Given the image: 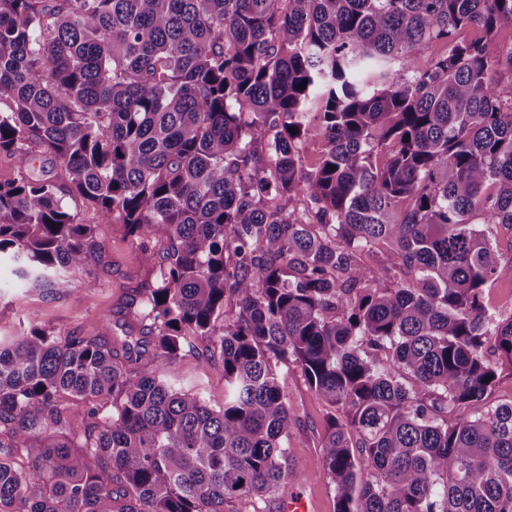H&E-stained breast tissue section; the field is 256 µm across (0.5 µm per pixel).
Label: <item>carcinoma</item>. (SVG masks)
<instances>
[{"mask_svg":"<svg viewBox=\"0 0 512 512\" xmlns=\"http://www.w3.org/2000/svg\"><path fill=\"white\" fill-rule=\"evenodd\" d=\"M507 23L512 0H0V260L67 293L102 252L69 199L170 241L124 336L0 340V512H266L300 479L290 363L333 409L336 512H512V316L485 299L512 272ZM198 337L221 405L180 387ZM326 148V141L320 127L312 122L309 126V149L303 158V166L306 170H313L319 164Z\"/></svg>","mask_w":512,"mask_h":512,"instance_id":"cac0c4a2","label":"carcinoma"}]
</instances>
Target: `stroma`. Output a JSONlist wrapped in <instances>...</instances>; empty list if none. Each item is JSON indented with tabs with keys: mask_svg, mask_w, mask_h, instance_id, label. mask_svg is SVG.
Masks as SVG:
<instances>
[{
	"mask_svg": "<svg viewBox=\"0 0 512 512\" xmlns=\"http://www.w3.org/2000/svg\"><path fill=\"white\" fill-rule=\"evenodd\" d=\"M83 223L96 227L103 246V261L75 274L70 291L51 298L40 291L18 284L9 261L0 262V336L16 335L37 324L52 335L72 331L87 337L97 336L103 319L113 324L132 320L134 291L149 277L140 263L141 246L162 253L169 246L166 232L155 229L146 241L130 236L119 222L99 223L93 209L79 211ZM196 352L179 364L184 390L203 383L207 399L214 404L224 401V370L220 364L203 359V340H196ZM279 381L293 410L292 458L301 478L296 486L304 494L312 512H335L334 491L319 458L324 422L330 412L328 404L314 392L295 365L280 367Z\"/></svg>",
	"mask_w": 512,
	"mask_h": 512,
	"instance_id": "obj_1",
	"label": "stroma"
}]
</instances>
